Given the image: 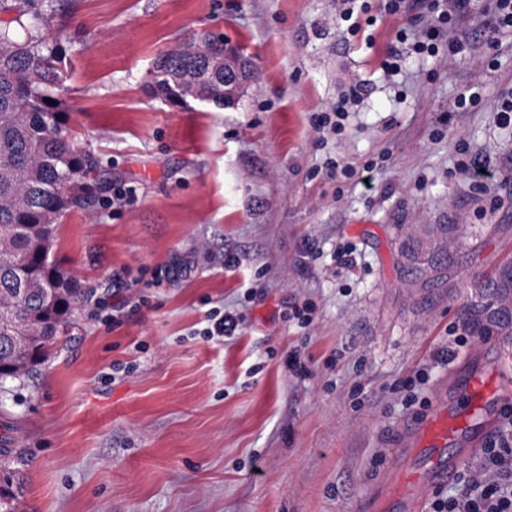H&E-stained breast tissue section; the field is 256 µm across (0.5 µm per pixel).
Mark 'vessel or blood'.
<instances>
[{
	"mask_svg": "<svg viewBox=\"0 0 512 512\" xmlns=\"http://www.w3.org/2000/svg\"><path fill=\"white\" fill-rule=\"evenodd\" d=\"M506 360L481 363L436 397L427 419L404 432L392 456L396 470L385 480L378 512H421L431 491L473 456L496 426V410L512 396Z\"/></svg>",
	"mask_w": 512,
	"mask_h": 512,
	"instance_id": "1",
	"label": "vessel or blood"
}]
</instances>
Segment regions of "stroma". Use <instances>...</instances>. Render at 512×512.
I'll return each instance as SVG.
<instances>
[{"label":"stroma","instance_id":"35a3bbf8","mask_svg":"<svg viewBox=\"0 0 512 512\" xmlns=\"http://www.w3.org/2000/svg\"><path fill=\"white\" fill-rule=\"evenodd\" d=\"M339 11L72 0L54 15L68 126L112 188L56 230L59 268L98 306L31 376L0 381V460L26 475L19 512H369L391 448L470 353L512 349V335H472L463 316L477 282L512 260V125L497 112L512 98V31L484 33L469 14L454 28L465 52L407 45L387 77L395 30L426 29V0L355 37ZM201 32L254 64L235 106L176 107L152 90L155 58ZM355 78L366 87L344 129L315 130ZM475 88L480 103L457 109ZM476 149L481 182L463 169ZM332 160L355 177H328ZM444 224L460 230L445 237ZM228 250L238 266L225 267ZM447 251L450 288L416 285L409 255ZM180 259L192 272L170 283ZM117 276L144 302L115 323ZM305 300L302 329L292 312ZM219 306L239 335L203 337ZM294 350L306 375L285 365Z\"/></svg>","mask_w":512,"mask_h":512}]
</instances>
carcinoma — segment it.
Returning <instances> with one entry per match:
<instances>
[{
    "instance_id": "obj_1",
    "label": "carcinoma",
    "mask_w": 512,
    "mask_h": 512,
    "mask_svg": "<svg viewBox=\"0 0 512 512\" xmlns=\"http://www.w3.org/2000/svg\"><path fill=\"white\" fill-rule=\"evenodd\" d=\"M59 0H0V378H24L88 304L91 291L51 258L56 225L101 201L108 177L65 126L67 74L58 37L46 32ZM224 39L205 33L159 55L153 87L175 106L224 105ZM478 287L465 316L488 336L512 323V260ZM23 478L0 469V506L16 512Z\"/></svg>"
}]
</instances>
